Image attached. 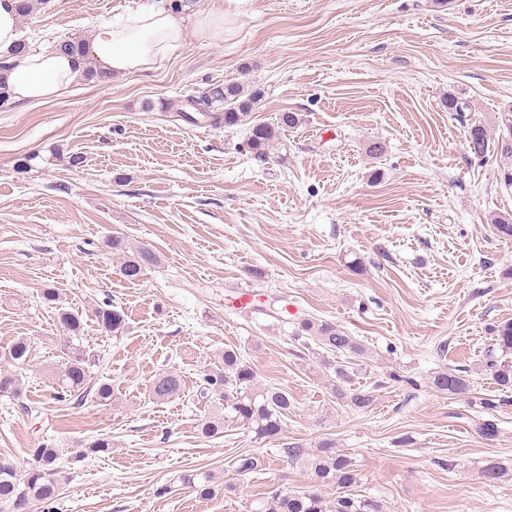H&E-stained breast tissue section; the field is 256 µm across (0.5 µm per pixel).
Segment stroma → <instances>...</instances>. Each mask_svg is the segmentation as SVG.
Wrapping results in <instances>:
<instances>
[{
	"label": "stroma",
	"instance_id": "35a3bbf8",
	"mask_svg": "<svg viewBox=\"0 0 512 512\" xmlns=\"http://www.w3.org/2000/svg\"><path fill=\"white\" fill-rule=\"evenodd\" d=\"M149 2L41 0L21 36L34 50L85 40ZM186 2L192 16L223 12V41L190 26L153 70L0 104V371L15 369L14 340L34 348L21 398L0 397V458L23 466L40 442L62 448L73 463L56 512H245L256 494L312 487L282 447L330 439L385 512H512V473L480 476L487 460L512 462V409L494 438L472 427L479 398L497 393L483 369L492 328L512 321V238L492 224L512 212L496 148L512 113V0ZM231 82L261 92L242 124L161 109ZM450 96L468 110L448 111ZM281 112L300 122L260 160L250 128ZM478 122L492 142L482 157L466 139ZM113 235L155 253L139 280L117 274ZM46 287L81 314L75 344L98 355L110 405L54 398ZM106 302L123 333L98 327ZM308 316L368 347L354 384L369 407L337 398L336 356L299 333ZM230 347L290 392L278 440L235 423L199 435V380ZM444 366L466 371L469 396L432 388ZM166 369L183 391L157 401L147 386ZM99 436L111 452L75 461ZM245 455L259 467L241 475ZM199 472L211 496L182 483Z\"/></svg>",
	"mask_w": 512,
	"mask_h": 512
}]
</instances>
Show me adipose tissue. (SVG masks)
Masks as SVG:
<instances>
[{
    "instance_id": "obj_1",
    "label": "adipose tissue",
    "mask_w": 512,
    "mask_h": 512,
    "mask_svg": "<svg viewBox=\"0 0 512 512\" xmlns=\"http://www.w3.org/2000/svg\"><path fill=\"white\" fill-rule=\"evenodd\" d=\"M18 0H0V91L12 104H41L82 82L87 69L114 76L151 69L185 36L184 18L173 0L134 11L117 22L98 25L86 43L85 55L70 54L49 44L16 58L12 50L20 37Z\"/></svg>"
}]
</instances>
